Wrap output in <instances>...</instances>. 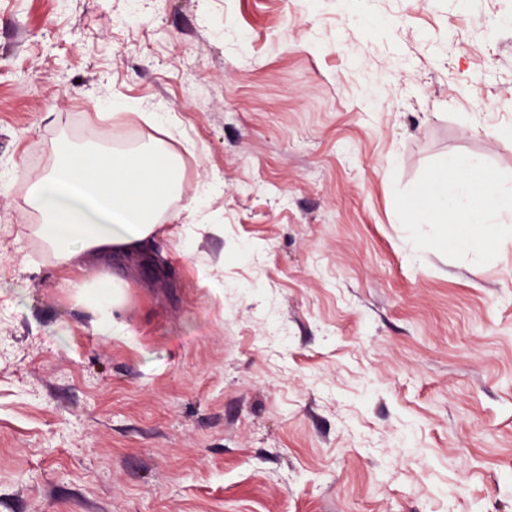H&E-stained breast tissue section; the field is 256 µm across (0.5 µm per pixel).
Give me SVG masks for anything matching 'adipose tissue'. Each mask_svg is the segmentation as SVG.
I'll list each match as a JSON object with an SVG mask.
<instances>
[{
	"mask_svg": "<svg viewBox=\"0 0 512 512\" xmlns=\"http://www.w3.org/2000/svg\"><path fill=\"white\" fill-rule=\"evenodd\" d=\"M182 161L162 139L149 140L122 153L93 146L63 145L56 165L31 191L28 203L39 213L37 234L60 262L75 253L105 257L140 250L155 238L171 196L180 190ZM452 177L436 179L431 192L434 208L418 213L417 221L432 224L446 216L463 215L450 240L454 246L474 242L473 227L496 215L480 205L476 187L494 192L482 164L473 160L465 170L449 161ZM118 283L103 276L78 286V296L101 335L123 334L125 326L113 314Z\"/></svg>",
	"mask_w": 512,
	"mask_h": 512,
	"instance_id": "1",
	"label": "adipose tissue"
}]
</instances>
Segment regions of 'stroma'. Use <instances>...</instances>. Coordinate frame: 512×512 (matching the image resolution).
<instances>
[{
	"instance_id": "1",
	"label": "stroma",
	"mask_w": 512,
	"mask_h": 512,
	"mask_svg": "<svg viewBox=\"0 0 512 512\" xmlns=\"http://www.w3.org/2000/svg\"><path fill=\"white\" fill-rule=\"evenodd\" d=\"M506 16L0 0V512H512V209L412 221L451 157L512 193ZM116 103L112 149L175 123L181 193L143 254L57 263L30 188ZM105 273L128 335L72 287Z\"/></svg>"
}]
</instances>
